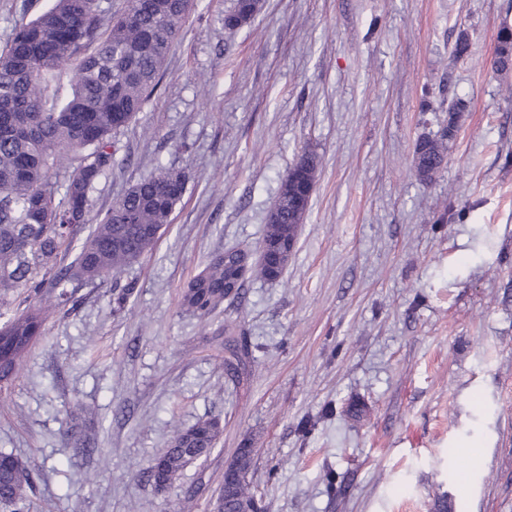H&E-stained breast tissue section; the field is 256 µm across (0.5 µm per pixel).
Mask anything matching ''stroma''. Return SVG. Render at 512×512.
Segmentation results:
<instances>
[{"label": "stroma", "mask_w": 512, "mask_h": 512, "mask_svg": "<svg viewBox=\"0 0 512 512\" xmlns=\"http://www.w3.org/2000/svg\"><path fill=\"white\" fill-rule=\"evenodd\" d=\"M48 5L0 0V50ZM231 5L199 0L92 197L97 216L185 169L169 230L112 279L70 282L0 388L32 512H213L244 446L261 512H512V0H262L230 34ZM455 102L421 181L415 145ZM306 152L321 164L282 276L186 312L214 256L258 251ZM217 414L211 454L155 492L173 428ZM448 127L436 137H422L415 147V169L418 178L422 181H431L441 170L447 155L448 141L453 139L457 131L455 115L461 112L459 104L449 109Z\"/></svg>", "instance_id": "stroma-1"}]
</instances>
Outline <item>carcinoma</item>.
Wrapping results in <instances>:
<instances>
[{
	"instance_id": "obj_1",
	"label": "carcinoma",
	"mask_w": 512,
	"mask_h": 512,
	"mask_svg": "<svg viewBox=\"0 0 512 512\" xmlns=\"http://www.w3.org/2000/svg\"><path fill=\"white\" fill-rule=\"evenodd\" d=\"M196 0H127L112 12L103 0H52L51 6L16 27L0 52V385L19 374L31 345L44 336L50 310L67 301L74 279L104 281L152 250L171 224L189 179L183 169L164 167L129 188L87 237L75 227L91 221L92 194L115 163L112 135L126 127L158 88L164 64ZM261 0H233L224 29L251 23ZM498 66L512 61V30L498 35ZM454 104L448 127L415 147L418 178L441 170L448 141L457 131ZM319 161L304 153L281 185L269 212L254 273L273 280L288 266L300 224L316 183ZM76 252L72 264L56 267L58 255ZM229 250L216 256L183 292L184 308L210 315L224 302V284L235 272ZM60 289L22 311L8 296L20 288L39 291L46 280ZM224 431L212 415L178 429L169 447L150 459L147 472L163 492L189 465L209 456ZM252 449L240 448L232 480L214 512H257L245 480ZM36 471L13 453L0 451V508L31 512L29 492Z\"/></svg>"
}]
</instances>
